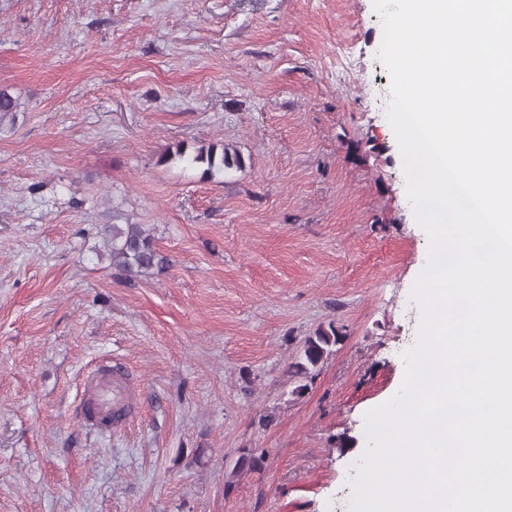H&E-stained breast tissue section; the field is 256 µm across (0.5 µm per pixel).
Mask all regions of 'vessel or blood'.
I'll return each instance as SVG.
<instances>
[{
	"label": "vessel or blood",
	"instance_id": "b4317fda",
	"mask_svg": "<svg viewBox=\"0 0 512 512\" xmlns=\"http://www.w3.org/2000/svg\"><path fill=\"white\" fill-rule=\"evenodd\" d=\"M134 378L120 363L99 362L83 380L88 389L83 420L97 430L120 428L130 418L136 396Z\"/></svg>",
	"mask_w": 512,
	"mask_h": 512
}]
</instances>
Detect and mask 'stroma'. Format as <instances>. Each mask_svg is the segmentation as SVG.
Masks as SVG:
<instances>
[{"label":"stroma","mask_w":512,"mask_h":512,"mask_svg":"<svg viewBox=\"0 0 512 512\" xmlns=\"http://www.w3.org/2000/svg\"><path fill=\"white\" fill-rule=\"evenodd\" d=\"M381 41L373 0H0V512H351L429 263ZM209 143L243 168L158 161ZM112 223L165 268L118 277ZM102 358L145 383L109 436L77 408ZM342 333L333 325L319 327L312 335L305 338L300 348L297 361L290 368L294 377L300 382L313 378V372L322 366L333 354V348L342 341Z\"/></svg>","instance_id":"stroma-1"}]
</instances>
